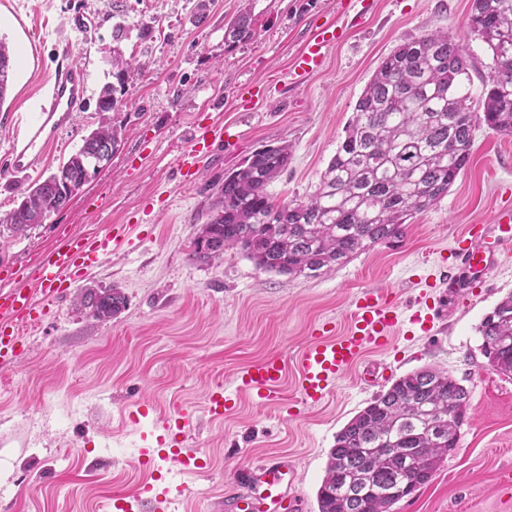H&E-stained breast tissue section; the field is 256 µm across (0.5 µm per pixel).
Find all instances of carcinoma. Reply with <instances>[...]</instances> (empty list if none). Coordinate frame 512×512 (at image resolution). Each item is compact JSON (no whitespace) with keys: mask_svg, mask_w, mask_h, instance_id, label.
Segmentation results:
<instances>
[{"mask_svg":"<svg viewBox=\"0 0 512 512\" xmlns=\"http://www.w3.org/2000/svg\"><path fill=\"white\" fill-rule=\"evenodd\" d=\"M467 28L492 58L481 105L471 101L474 64L461 40L439 30L399 45L358 98L316 192L276 200L268 188L288 169L290 147L256 150L224 174L201 227L211 233L208 252L194 242L189 257L206 263L235 249L265 271L315 277L375 244L403 238L414 215L448 194L469 161L476 127L512 135V0H472ZM252 32L250 15L241 14L225 25L224 43L233 46ZM11 58L0 39V109L13 75ZM141 70L113 52L112 74L120 84ZM118 103L116 88L105 84L98 111L112 112ZM122 139V127L101 123L55 173L28 187L0 216V228L21 235L43 223L96 172L100 145ZM77 303L106 321L125 308L126 297L118 288H86ZM478 332L482 345L493 344L499 371L512 374V293ZM468 401V390L435 368L396 379L336 433L317 490L318 512H393L432 479L448 449L458 447Z\"/></svg>","mask_w":512,"mask_h":512,"instance_id":"cac0c4a2","label":"carcinoma"}]
</instances>
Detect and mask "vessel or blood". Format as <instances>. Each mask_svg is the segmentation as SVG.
Returning a JSON list of instances; mask_svg holds the SVG:
<instances>
[{
  "instance_id": "1",
  "label": "vessel or blood",
  "mask_w": 512,
  "mask_h": 512,
  "mask_svg": "<svg viewBox=\"0 0 512 512\" xmlns=\"http://www.w3.org/2000/svg\"><path fill=\"white\" fill-rule=\"evenodd\" d=\"M329 43V38L320 34L306 44L293 63L296 79H304L322 67ZM85 100L84 67L69 54L59 55L44 91L40 113L24 121L10 145L8 173L20 175L35 170L58 131L70 124ZM480 230V225H468L458 242L454 257L461 273L449 277V297L483 287L487 281L491 262L476 245ZM127 237V225L113 224L103 234L70 239L39 264L35 271V290H0V369L12 367L22 355L21 329L39 324L63 287L71 285L83 270L99 265L105 256L121 248ZM407 320L425 325L432 323L433 318L419 310L411 317H403L398 306L385 295L362 292L352 303L348 326L341 335H316L299 352L292 366L278 356L249 365L233 382L219 385L209 394L207 410L211 417L223 418L244 394L264 404L279 400L281 386L292 367L297 370L302 401L310 405L319 403L367 353L388 346ZM139 454L145 465L166 468L173 481L195 473L199 467L195 452L179 448L159 458L149 448L140 449ZM293 476V468L282 458L261 460L240 471L238 481L247 488L246 493L236 498L240 512H252L257 502L265 505V512H279ZM156 502V495L147 485L132 501L123 502L121 508L123 512H155Z\"/></svg>"
}]
</instances>
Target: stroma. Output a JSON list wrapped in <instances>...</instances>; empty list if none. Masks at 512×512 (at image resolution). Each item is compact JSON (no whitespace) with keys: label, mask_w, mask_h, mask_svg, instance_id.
Returning <instances> with one entry per match:
<instances>
[{"label":"stroma","mask_w":512,"mask_h":512,"mask_svg":"<svg viewBox=\"0 0 512 512\" xmlns=\"http://www.w3.org/2000/svg\"><path fill=\"white\" fill-rule=\"evenodd\" d=\"M362 21H347L342 0H0V38L17 59L12 92L0 108V167L16 118L38 111L58 54L88 75V97L41 164L0 178V215L24 190L54 172L101 120L97 98L112 79V52L143 64L110 119L124 127L120 149L66 207L0 245V266L33 270L71 234L94 235L130 224L129 242L88 270L24 335L26 351L0 370V493L12 512H100L113 487L134 495L145 483L162 491L137 459L156 447L180 413L191 417L184 447L208 463L182 492L180 512H213L220 495L240 490L238 470L283 457L297 472L291 512H318L316 494L337 432L399 377L443 370L469 392L456 450L432 479L393 512H512V374L491 367L478 327L512 292V245L488 233L496 266L481 293L441 307L429 330L404 323L387 348L349 370L325 399L303 404L288 372L279 401L242 398L221 420L205 409L208 393L271 355L295 359L323 326L343 332L351 303L366 290L390 295L411 312L435 297L434 281L471 224L489 223L512 196V136L479 126L470 159L437 204L415 215L395 245L379 244L330 273L306 278L267 272L240 254L192 261L190 244L224 175L264 145L287 143V170L269 187L279 200L306 198L344 137L373 73L398 45L433 30L464 41L479 98L491 73L485 44L470 35L471 0H372ZM252 39L228 46L224 24L240 13ZM343 35L322 69L303 83L291 76L308 36L329 22ZM124 26L115 38L116 26ZM226 129L213 140L191 183L179 158L191 133ZM120 288L126 308L107 321L76 302L85 288ZM148 417L131 421L137 404ZM81 450L70 463L64 450Z\"/></svg>","instance_id":"1"}]
</instances>
